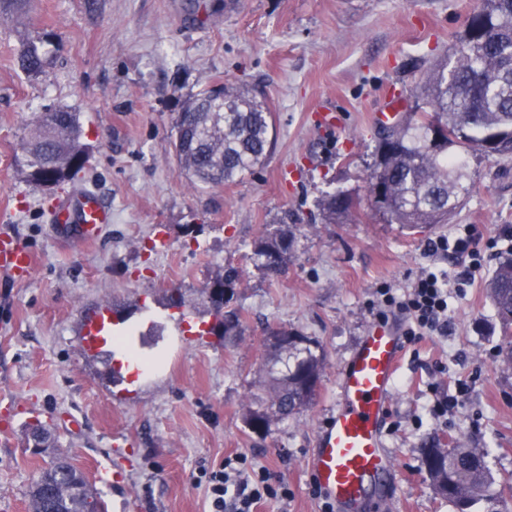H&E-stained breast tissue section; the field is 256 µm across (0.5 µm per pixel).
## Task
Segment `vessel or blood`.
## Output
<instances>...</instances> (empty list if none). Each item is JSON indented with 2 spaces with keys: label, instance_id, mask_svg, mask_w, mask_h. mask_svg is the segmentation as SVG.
Segmentation results:
<instances>
[{
  "label": "vessel or blood",
  "instance_id": "vessel-or-blood-1",
  "mask_svg": "<svg viewBox=\"0 0 512 512\" xmlns=\"http://www.w3.org/2000/svg\"><path fill=\"white\" fill-rule=\"evenodd\" d=\"M111 220L110 207L92 192L58 203L54 212L58 231L84 242L96 240L101 225ZM33 264L26 246L13 236L0 235V271L23 278ZM83 326V345L96 354L111 353L113 339L122 331L120 320L106 306L87 314ZM401 356L398 333L375 324L339 372V405L317 433L310 470L318 487L343 512H354L367 484L379 480L391 465L381 430Z\"/></svg>",
  "mask_w": 512,
  "mask_h": 512
}]
</instances>
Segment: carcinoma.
<instances>
[{"label":"carcinoma","instance_id":"carcinoma-1","mask_svg":"<svg viewBox=\"0 0 512 512\" xmlns=\"http://www.w3.org/2000/svg\"><path fill=\"white\" fill-rule=\"evenodd\" d=\"M470 21H479L490 40L481 46L460 37L448 60L436 65L415 99L422 103L391 126L377 142L368 194L382 215L395 224H446L468 194V155L488 156L489 135L499 139V156L512 155V0H482ZM21 71L33 77L42 71L38 45L26 44L19 57ZM441 120L448 129L447 146L430 149L431 125ZM272 115L247 93L223 84L191 99L176 124L174 149L180 171L202 186H221L251 172L272 145ZM88 147L81 142L77 113L49 110L37 120L21 147L19 163L30 181L53 188L85 168ZM384 201L378 200L379 186ZM354 206L343 191L321 202L324 217L333 221ZM293 232L279 228L254 240L251 259L269 277L279 276L292 257ZM228 265L200 290L217 323L209 332L229 336L238 315L226 310L239 281ZM488 295L503 328L512 329V256L501 259L487 283ZM264 396L247 407L246 426L266 433L271 416L285 419L313 401L325 366L321 345L306 336L288 347L266 343ZM425 470L435 491L455 512H505L499 479L488 452L459 439L450 448L421 449ZM29 512H103V502L66 457L39 470L28 491Z\"/></svg>","mask_w":512,"mask_h":512}]
</instances>
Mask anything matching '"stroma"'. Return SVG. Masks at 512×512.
<instances>
[{
    "label": "stroma",
    "mask_w": 512,
    "mask_h": 512,
    "mask_svg": "<svg viewBox=\"0 0 512 512\" xmlns=\"http://www.w3.org/2000/svg\"><path fill=\"white\" fill-rule=\"evenodd\" d=\"M481 0H30L0 19V234L33 253L23 279L0 272V512H28L36 472L68 456L106 512H211L202 469L244 454L287 484L258 512H324L309 459L336 411L338 373L373 323L384 285L403 293L427 267L458 272L467 255L435 257L427 245L473 226L498 238L486 264L448 288V332L405 345L384 442L391 470L371 484L361 512H453L427 477L422 448L462 439L512 477V372L500 368L512 334L485 285L512 226V158L472 157L474 184L448 223L392 224L372 207L367 178L377 113L406 112L414 89L448 55ZM43 44L35 78L17 65L24 44ZM230 83L273 114V146L255 173L219 187L180 174L174 124L202 89ZM77 112L89 162L54 189L36 185L16 158L40 113ZM338 117L320 124L321 110ZM351 192L355 209L327 223L319 202ZM102 194L111 223L84 243L54 229L58 202ZM290 225L293 258L270 278L249 259L264 230ZM168 239L153 247L156 231ZM240 272L230 306L236 336L210 334L198 293L226 265ZM183 296L168 306L171 289ZM102 305L132 310L133 345L152 364L133 395L107 377L122 352L81 346L83 316ZM310 337L326 357L311 406L244 423L261 394L267 332ZM454 400L448 413L433 407ZM52 448L34 452L27 422ZM105 466L109 483L97 482Z\"/></svg>",
    "instance_id": "stroma-1"
}]
</instances>
